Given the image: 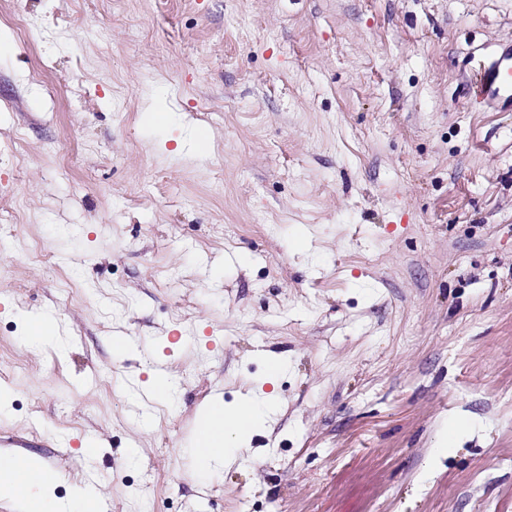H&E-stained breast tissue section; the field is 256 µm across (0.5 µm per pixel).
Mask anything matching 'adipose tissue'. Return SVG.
I'll return each instance as SVG.
<instances>
[{
	"label": "adipose tissue",
	"instance_id": "1",
	"mask_svg": "<svg viewBox=\"0 0 512 512\" xmlns=\"http://www.w3.org/2000/svg\"><path fill=\"white\" fill-rule=\"evenodd\" d=\"M273 407L271 398H262L250 391L235 407L220 404L210 408L196 448L199 460L209 467L229 462L231 451L249 445L253 433L265 423ZM38 467L39 461L34 456L1 454L0 496L20 500L21 512H95V499L85 494L65 502L57 500L51 492L53 477L26 483L19 481L20 472H34Z\"/></svg>",
	"mask_w": 512,
	"mask_h": 512
}]
</instances>
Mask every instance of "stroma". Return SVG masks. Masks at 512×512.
I'll return each mask as SVG.
<instances>
[{
    "instance_id": "35a3bbf8",
    "label": "stroma",
    "mask_w": 512,
    "mask_h": 512,
    "mask_svg": "<svg viewBox=\"0 0 512 512\" xmlns=\"http://www.w3.org/2000/svg\"><path fill=\"white\" fill-rule=\"evenodd\" d=\"M508 44L512 0H0V452L98 512H512ZM474 90L478 98L499 109L512 107V47L477 71ZM272 396L260 398L254 391L247 392L240 403L225 408L224 403L207 406L205 430L197 456L206 466H217L230 461L229 452L248 447L251 436L266 422L274 407Z\"/></svg>"
}]
</instances>
